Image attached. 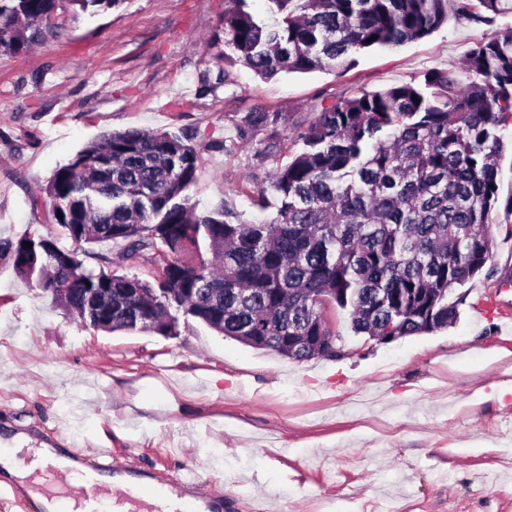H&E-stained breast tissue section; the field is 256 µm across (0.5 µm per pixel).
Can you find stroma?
Wrapping results in <instances>:
<instances>
[{
	"label": "stroma",
	"mask_w": 512,
	"mask_h": 512,
	"mask_svg": "<svg viewBox=\"0 0 512 512\" xmlns=\"http://www.w3.org/2000/svg\"><path fill=\"white\" fill-rule=\"evenodd\" d=\"M223 13L224 0H125L58 15L56 37L0 57V236L51 231V173L128 128L192 135L197 212L271 219L258 190L316 105L460 68L486 32L451 20L345 72L264 80L237 65L220 85ZM258 109L287 120L241 137ZM462 291L455 324L389 344L328 309L345 357L292 362L195 322L171 339L83 326L0 261V435L108 448L154 482L213 477L223 512H512V286L480 274Z\"/></svg>",
	"instance_id": "1"
}]
</instances>
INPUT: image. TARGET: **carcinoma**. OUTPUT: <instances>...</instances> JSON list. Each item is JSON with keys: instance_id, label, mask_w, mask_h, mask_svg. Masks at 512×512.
<instances>
[{"instance_id": "carcinoma-1", "label": "carcinoma", "mask_w": 512, "mask_h": 512, "mask_svg": "<svg viewBox=\"0 0 512 512\" xmlns=\"http://www.w3.org/2000/svg\"><path fill=\"white\" fill-rule=\"evenodd\" d=\"M124 2L0 0V56L42 43V20L59 11ZM251 2L224 0L211 42H224V65L264 79L347 71L359 52L420 41L450 17L491 26L505 10L504 0H266L262 15ZM463 70L465 83L433 70L420 84L315 106L299 152L271 175L276 214L259 224L234 223L222 206L196 212L198 151L187 133L105 134L44 188L50 222L71 246L50 232L0 236V260L86 326L175 338L195 321L295 362L345 356L321 297L379 344L444 329L465 302L455 290L497 274L488 218L499 202L500 132L512 121V33H486ZM285 121L250 112L240 134ZM93 243L121 246L128 265L154 252L160 265L149 279L130 275L85 248ZM108 296L112 313L93 315Z\"/></svg>"}]
</instances>
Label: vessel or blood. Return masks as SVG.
Returning <instances> with one entry per match:
<instances>
[{
    "mask_svg": "<svg viewBox=\"0 0 512 512\" xmlns=\"http://www.w3.org/2000/svg\"><path fill=\"white\" fill-rule=\"evenodd\" d=\"M96 454L100 466L85 473L74 492L59 484L58 465L49 460L44 462L43 472L51 484L46 496L56 512H219L221 508L218 497L197 492L199 480L192 474L147 493L125 483L103 482L100 474L111 469V452L100 448Z\"/></svg>",
    "mask_w": 512,
    "mask_h": 512,
    "instance_id": "b4317fda",
    "label": "vessel or blood"
}]
</instances>
